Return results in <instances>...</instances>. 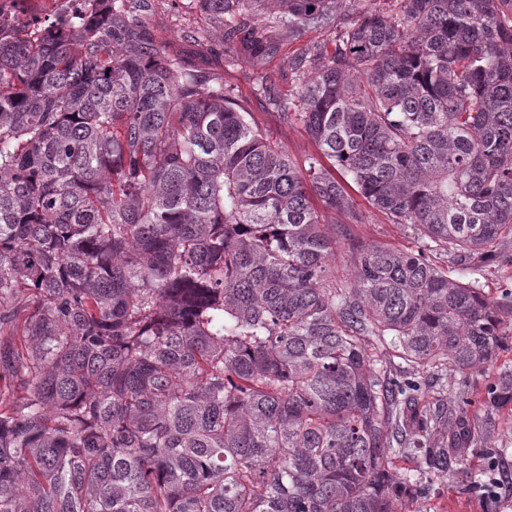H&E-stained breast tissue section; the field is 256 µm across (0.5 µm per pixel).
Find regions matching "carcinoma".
<instances>
[{
    "instance_id": "obj_1",
    "label": "carcinoma",
    "mask_w": 512,
    "mask_h": 512,
    "mask_svg": "<svg viewBox=\"0 0 512 512\" xmlns=\"http://www.w3.org/2000/svg\"><path fill=\"white\" fill-rule=\"evenodd\" d=\"M98 2L0 37V512H405L469 449L507 453L511 367L479 417L466 383L430 400L415 374L512 343V300L452 278L512 236V0H356L269 98L316 147L299 163L205 33L194 63L144 21L153 0ZM198 2L223 24L269 0ZM276 2L242 42L256 62L344 0ZM353 190L418 250L352 238ZM347 243L342 240L336 245V254L330 262L331 270L336 273L338 282L349 280L354 270V257L349 252Z\"/></svg>"
}]
</instances>
